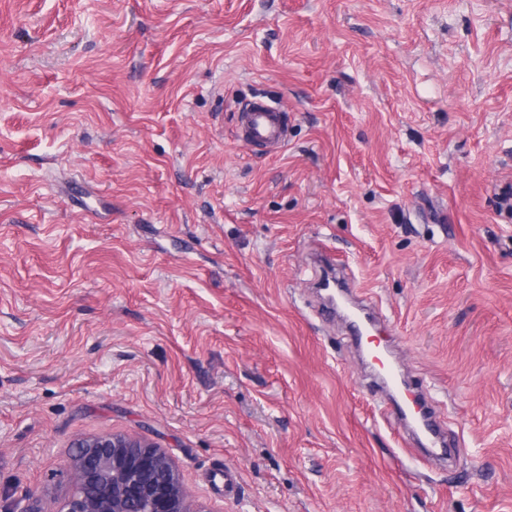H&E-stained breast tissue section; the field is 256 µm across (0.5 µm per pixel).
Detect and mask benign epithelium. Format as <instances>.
<instances>
[{
    "instance_id": "1",
    "label": "benign epithelium",
    "mask_w": 512,
    "mask_h": 512,
    "mask_svg": "<svg viewBox=\"0 0 512 512\" xmlns=\"http://www.w3.org/2000/svg\"><path fill=\"white\" fill-rule=\"evenodd\" d=\"M71 458L72 488L58 512H210L187 491L169 456L132 435L78 438ZM3 512H42L33 497Z\"/></svg>"
}]
</instances>
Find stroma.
Returning a JSON list of instances; mask_svg holds the SVG:
<instances>
[{"label":"stroma","instance_id":"obj_1","mask_svg":"<svg viewBox=\"0 0 512 512\" xmlns=\"http://www.w3.org/2000/svg\"><path fill=\"white\" fill-rule=\"evenodd\" d=\"M509 184L512 0H0V495L56 512L72 440L129 434L210 512H512ZM319 246L453 468L312 308ZM238 140L252 149H283L288 143L287 120L276 105L255 100L239 111ZM369 363L376 378L392 393L395 401L394 405L385 408L381 413L386 417L396 415L400 421H403L417 442L426 449L430 462L435 464L446 462V441L433 421L432 410L425 398L421 396L419 402L414 397L419 410V413H414L398 394V387L401 385L407 388L408 383L397 368L392 363L386 366L383 359L377 355H373Z\"/></svg>","mask_w":512,"mask_h":512}]
</instances>
